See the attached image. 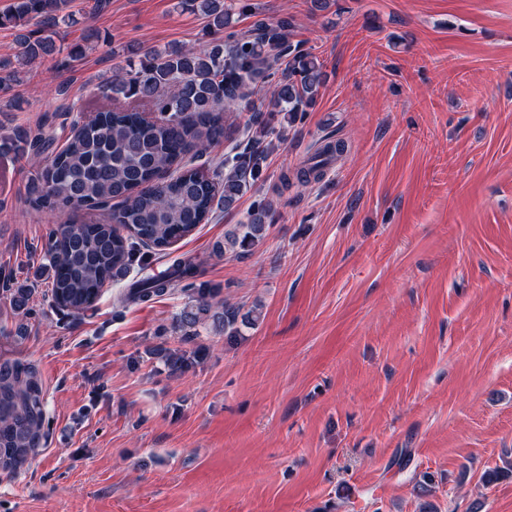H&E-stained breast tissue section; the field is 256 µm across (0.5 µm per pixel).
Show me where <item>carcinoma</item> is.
I'll use <instances>...</instances> for the list:
<instances>
[{
	"mask_svg": "<svg viewBox=\"0 0 512 512\" xmlns=\"http://www.w3.org/2000/svg\"><path fill=\"white\" fill-rule=\"evenodd\" d=\"M200 10L210 26L220 31L229 23L234 0H181ZM69 0H12L0 12V28L23 30L19 50L0 58V72L14 83L23 82L24 69L57 52L60 29L75 23ZM294 27L285 17L275 25L260 23L251 39L214 40L203 48H151L138 61H128L103 87L113 104L74 124L63 146L44 127L32 131L16 127L0 134V154L26 157L46 152L28 188V203L40 213L63 209L103 210L106 215L82 224H61L50 234L43 270L52 282L56 307L80 313L93 306L103 287L142 261L140 248L160 254L207 223L218 203L231 207L262 172L264 157L253 150L247 156L224 157V178L216 180L191 162L239 131L231 108L253 87L278 77L267 111L250 115L247 128L261 134L275 132L265 113L288 117L304 112L314 102L324 79L323 64L313 53L289 44ZM99 40L87 28L83 43L67 48L60 68L85 54V46ZM288 57V65L279 62ZM344 151L341 140L320 146L299 171V179L318 180L324 167ZM269 209L259 205L249 223L227 234L232 251L248 252L263 238ZM196 267L190 261L172 265L162 275L133 281L124 301L149 303L181 294L184 306L175 328L188 342L197 327L210 320L229 338L239 332V308L219 298V291L195 284ZM14 307L28 311L32 289H9ZM173 371L187 363L186 352L169 349L162 355ZM48 426L44 395L34 367L27 363H0V472L17 473L33 458Z\"/></svg>",
	"mask_w": 512,
	"mask_h": 512,
	"instance_id": "cac0c4a2",
	"label": "carcinoma"
}]
</instances>
